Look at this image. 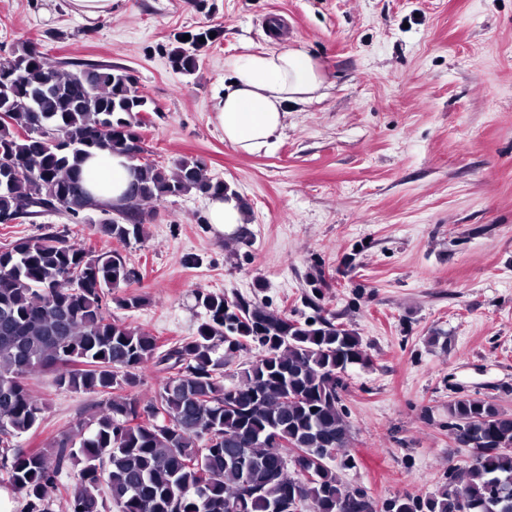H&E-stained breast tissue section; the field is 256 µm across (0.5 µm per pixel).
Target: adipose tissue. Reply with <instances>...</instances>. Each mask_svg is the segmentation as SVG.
Wrapping results in <instances>:
<instances>
[{
	"label": "adipose tissue",
	"mask_w": 512,
	"mask_h": 512,
	"mask_svg": "<svg viewBox=\"0 0 512 512\" xmlns=\"http://www.w3.org/2000/svg\"><path fill=\"white\" fill-rule=\"evenodd\" d=\"M226 66L232 81L214 97L213 120L225 142L246 154L270 149L285 126L289 104L312 100L325 81L321 63L301 48L246 53L229 58ZM129 166L127 158L108 151L88 157L81 173L93 200L123 205ZM246 219L239 199L208 198L206 222L215 235L232 234Z\"/></svg>",
	"instance_id": "adipose-tissue-1"
}]
</instances>
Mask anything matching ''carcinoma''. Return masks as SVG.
Here are the masks:
<instances>
[{
	"label": "carcinoma",
	"mask_w": 512,
	"mask_h": 512,
	"mask_svg": "<svg viewBox=\"0 0 512 512\" xmlns=\"http://www.w3.org/2000/svg\"><path fill=\"white\" fill-rule=\"evenodd\" d=\"M210 33L179 41L173 69L195 72ZM149 110L123 67L81 64L62 73L30 42L15 44L0 61V217L31 204L78 217L95 204L80 158L93 149L130 155L142 140L136 116ZM192 192L237 194L208 178L201 158H181L171 172L146 156L125 216L100 225L118 247H77L50 225L0 246V479L24 492L23 512H50L55 494L67 512H275L280 505L289 512L291 496L300 512H364L322 458L324 448L349 447L344 376L366 358L355 332L332 317L301 322L242 296L200 290L197 334L166 348L112 316V303L133 310L145 302L120 292L135 281L124 248L145 237L140 206ZM253 349L239 382L224 385L225 367ZM147 368L165 374L158 394L147 401L126 394ZM35 372L102 396L88 417L50 440L49 453L16 444L43 421L45 406L28 383ZM448 430L482 451L465 485L425 498L406 494L378 512H512V415L484 397H458L448 403ZM227 448L245 449L247 472L229 461ZM294 448L312 477L280 473L279 453ZM71 465L78 467L72 481L61 482Z\"/></svg>",
	"instance_id": "cac0c4a2"
}]
</instances>
